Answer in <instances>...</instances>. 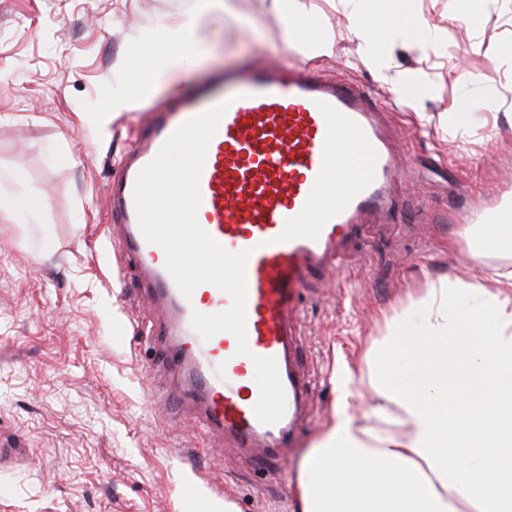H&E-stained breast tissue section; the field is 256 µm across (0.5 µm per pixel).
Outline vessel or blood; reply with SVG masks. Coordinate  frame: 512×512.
<instances>
[{
	"label": "vessel or blood",
	"mask_w": 512,
	"mask_h": 512,
	"mask_svg": "<svg viewBox=\"0 0 512 512\" xmlns=\"http://www.w3.org/2000/svg\"><path fill=\"white\" fill-rule=\"evenodd\" d=\"M227 103L200 178L199 225L230 252L250 250L246 265V336L250 356L222 331L203 339L193 312L215 314L231 300L214 285L184 297L165 267L164 250L139 228L133 189L139 171L171 133ZM400 169L379 111L362 86L329 82L311 67L228 70L156 115L112 186L128 252L148 273L166 319L160 334L172 366L182 370L201 421L234 445L275 446L298 419L305 389L291 368V314L306 276L341 261L368 216L387 209ZM275 359L285 412L274 424L254 412L259 387L253 357Z\"/></svg>",
	"instance_id": "1"
}]
</instances>
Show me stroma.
<instances>
[{"instance_id": "obj_1", "label": "stroma", "mask_w": 512, "mask_h": 512, "mask_svg": "<svg viewBox=\"0 0 512 512\" xmlns=\"http://www.w3.org/2000/svg\"><path fill=\"white\" fill-rule=\"evenodd\" d=\"M196 0H0V512H180L185 486L203 504L235 512H298L301 463L338 407L337 381L357 376L350 410L378 399L367 353L383 316L442 279L471 271L465 230L512 210V0H485L470 19L456 0H415L432 30L395 48L396 76L415 72L423 100L401 93L359 60L341 0H302L333 41L331 54L287 50L272 19L216 13L194 62L135 107L108 106L137 64L145 36L179 22ZM480 52H472V44ZM309 64L358 82L388 113L410 177L394 199V228L367 231L340 270L311 276L293 316L296 366L310 402L269 471L250 468L203 430L165 366L159 322L114 235L112 181L156 112L225 70ZM492 72L487 99L471 77ZM472 97L482 125L448 132L454 95ZM44 201L5 221L18 196Z\"/></svg>"}]
</instances>
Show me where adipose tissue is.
I'll return each mask as SVG.
<instances>
[{
    "label": "adipose tissue",
    "mask_w": 512,
    "mask_h": 512,
    "mask_svg": "<svg viewBox=\"0 0 512 512\" xmlns=\"http://www.w3.org/2000/svg\"><path fill=\"white\" fill-rule=\"evenodd\" d=\"M280 21L289 46L331 50L298 0H257ZM347 34L361 62L392 81L390 52L416 40L414 28L385 20L380 0H344ZM223 5L198 0L193 13L151 36L162 62L144 60L131 86L169 81L188 66L202 24ZM512 247V214L481 225L469 244L475 263ZM419 309L384 317V336L369 352L376 423L350 415L355 380L345 374L336 421L303 460L301 512H512V270L428 288Z\"/></svg>",
    "instance_id": "adipose-tissue-1"
}]
</instances>
